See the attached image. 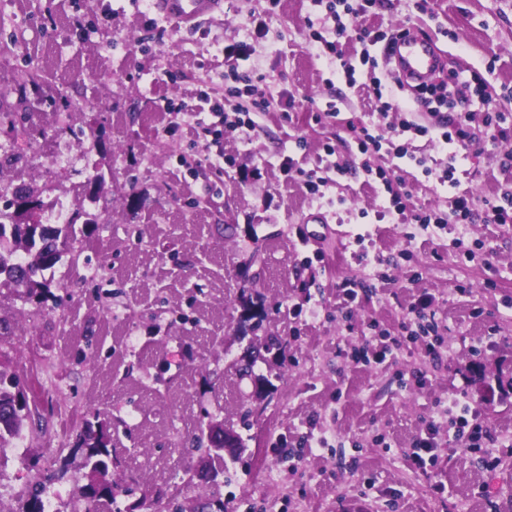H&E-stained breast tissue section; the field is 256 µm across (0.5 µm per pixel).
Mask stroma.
Instances as JSON below:
<instances>
[{
    "label": "stroma",
    "instance_id": "obj_1",
    "mask_svg": "<svg viewBox=\"0 0 512 512\" xmlns=\"http://www.w3.org/2000/svg\"><path fill=\"white\" fill-rule=\"evenodd\" d=\"M431 6L427 14L417 0H397L369 23L420 25L447 70L478 75L492 90V101L475 97L474 111L512 114V0ZM8 12L0 146L35 148L10 185L68 200L96 230L72 241L78 261L56 265L49 294L0 301V364L30 379L43 424L0 457V512H24L22 488L44 474L60 512H79L74 430L95 417L114 429L115 484L136 485L118 494L121 512H166L173 496L187 512H339L347 501L366 512H512V228L475 220L463 246L474 257L461 258L453 229L391 223L388 194L361 168L394 169L410 203L443 208L451 191L479 201L511 180L512 139L472 150L453 188L439 181L448 156L430 137L403 141L426 158L429 176L388 142L361 154L350 128L379 122V110L363 88L335 82L317 55L314 37L332 38L333 22L312 0H224L223 16L191 30L149 0H11ZM239 42L270 103L243 132L223 130L211 110L224 98V48ZM31 70L77 105L71 134L55 141L65 166L39 150V129L60 126L56 106L31 100L34 134L14 127L17 85ZM329 102L335 117L316 121ZM181 103L192 118L176 112ZM327 145L350 169L315 199L280 163L289 156L314 169ZM319 210L334 223H305ZM245 292L272 309L262 337L240 319ZM424 294L440 325L434 357L404 330ZM268 335L282 348L255 367L268 383L254 403L246 463L235 482L213 485L191 440L208 419L236 422L257 388L238 381L234 363ZM396 340L399 349L373 361L374 346ZM460 393L480 404L491 442L442 445L419 470L409 448ZM312 434L329 448L309 449ZM186 474L192 489L176 494Z\"/></svg>",
    "mask_w": 512,
    "mask_h": 512
}]
</instances>
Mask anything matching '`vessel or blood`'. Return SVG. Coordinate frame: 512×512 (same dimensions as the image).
<instances>
[{"instance_id": "obj_1", "label": "vessel or blood", "mask_w": 512, "mask_h": 512, "mask_svg": "<svg viewBox=\"0 0 512 512\" xmlns=\"http://www.w3.org/2000/svg\"><path fill=\"white\" fill-rule=\"evenodd\" d=\"M152 6L165 18L191 27L223 13L224 0H152ZM389 59L404 78L421 84L434 78L441 62L435 41L414 25L404 27L396 37Z\"/></svg>"}]
</instances>
